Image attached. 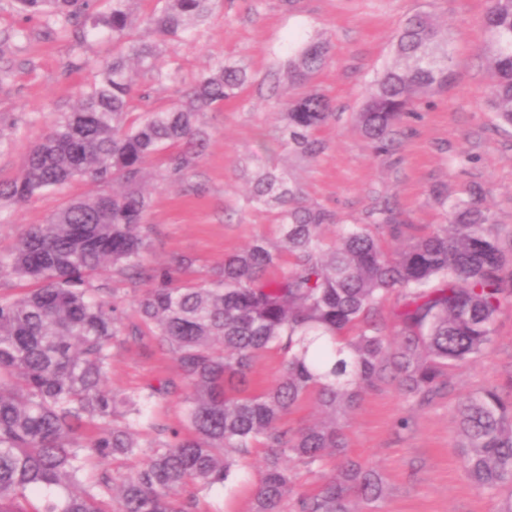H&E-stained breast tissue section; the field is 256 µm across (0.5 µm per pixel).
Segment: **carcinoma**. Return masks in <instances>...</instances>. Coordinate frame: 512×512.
Masks as SVG:
<instances>
[{
    "mask_svg": "<svg viewBox=\"0 0 512 512\" xmlns=\"http://www.w3.org/2000/svg\"><path fill=\"white\" fill-rule=\"evenodd\" d=\"M30 14L62 18L86 38L104 30L112 58L78 107L51 121L26 157L22 177L0 181V206L22 205L75 178L114 189L68 202L20 234L0 253V272L35 284L0 297V512H196L197 498L228 485L262 448V476L252 512H288L295 460L322 485L298 495L294 512H375L386 484L375 468L349 455L343 419L362 395L392 380L412 406L451 390L448 371L482 355L495 321L512 301V250L502 246L494 214L479 194H432L443 224L402 249L409 217L386 202L369 224H342L327 208L308 204L300 185L258 168L248 199L276 210L278 241L256 237L224 256L204 279L179 280L187 255L148 259L149 199L141 186L153 158L181 179L202 155V116L240 97L251 83L240 60L222 59L166 108L147 105L131 66L162 83L157 44L186 38L212 14L216 0H159L135 20L129 0L91 11V0H16ZM493 80L489 109L512 126V0H489ZM452 35L431 17H408L391 39L393 62L366 90L355 115L359 134L388 153L410 113L448 91L456 74ZM330 37L297 45L285 74L294 88L314 81L330 61ZM314 89L282 103L265 147L316 159L327 149L318 130L333 116ZM337 238L324 242V228ZM146 286L139 322L97 276L106 267ZM395 300L385 310L389 300ZM149 335L177 366L174 378L115 394L104 389L119 336ZM276 351L282 373L258 389L254 360ZM184 387L181 428L150 412ZM310 400L319 415L293 428L288 416ZM458 455L479 487L504 494L512 512V397L495 388L473 393L458 411ZM143 465L122 482L92 459L140 452ZM191 483L196 493L178 499Z\"/></svg>",
    "mask_w": 512,
    "mask_h": 512,
    "instance_id": "carcinoma-1",
    "label": "carcinoma"
}]
</instances>
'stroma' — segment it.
<instances>
[{
    "label": "stroma",
    "instance_id": "obj_1",
    "mask_svg": "<svg viewBox=\"0 0 512 512\" xmlns=\"http://www.w3.org/2000/svg\"><path fill=\"white\" fill-rule=\"evenodd\" d=\"M487 7L488 0H294L288 9L282 0H219L191 36L160 43V62L178 80L161 84L152 72L133 69L150 106L170 104L219 58L244 61L253 82L239 99L204 116L207 147L184 181L161 179L165 163L153 162L154 177L146 185L150 258L190 256L194 264L184 276L200 279L225 253L258 236L276 238L274 209L245 202L242 168L257 154L265 167L288 173L309 202L335 211L343 223H368L370 209L388 202L409 214L417 236L443 221L431 196L434 185L464 196L478 184L502 237L512 238V127L500 124L485 103L491 81L490 36L482 23ZM418 12L452 33L455 83L435 97L431 109L408 119L392 153L379 156L356 131L354 116L366 87L391 61L392 36ZM323 32L331 37L333 62L314 87L335 112L319 132L325 152L314 160L285 149L262 154V134L273 130L281 103L294 94L283 81L277 95L269 96L270 75L287 60L291 41ZM111 53L104 37L76 41L53 17H28L15 0H0V181L23 173L49 119L77 107L99 77L96 61ZM95 191L94 184L76 178L0 209V251L67 202ZM112 354L108 387L118 393L176 374L171 357L147 336L118 337ZM450 375L451 393L428 407H411L389 383L364 393L346 419L351 456L379 469L385 480L381 512H500V497L479 489L461 466L456 416L459 402L482 388L512 394V304L498 315L489 350ZM404 418L410 421L405 430L399 426ZM263 454L254 449L244 480L200 498L197 512H252Z\"/></svg>",
    "mask_w": 512,
    "mask_h": 512
}]
</instances>
